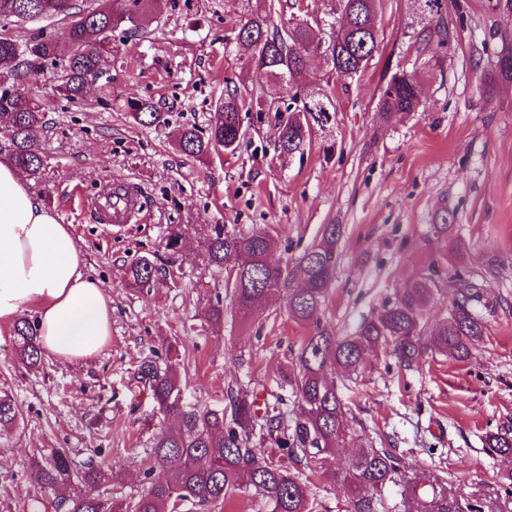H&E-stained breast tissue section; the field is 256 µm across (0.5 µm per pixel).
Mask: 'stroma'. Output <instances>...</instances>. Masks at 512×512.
<instances>
[{"instance_id":"1","label":"stroma","mask_w":512,"mask_h":512,"mask_svg":"<svg viewBox=\"0 0 512 512\" xmlns=\"http://www.w3.org/2000/svg\"><path fill=\"white\" fill-rule=\"evenodd\" d=\"M259 0H159L142 29L112 32L109 79L93 82L84 100L57 97L48 67H32L24 85L51 98L41 139L44 166L31 189L71 225L86 270L112 299V338L95 357L72 364L45 355L39 370L15 360L10 329L0 330V389L21 409L20 424L0 436V512H53L60 486L41 492L32 473L54 449L76 463H105L113 492L145 486L144 449L171 425L132 367L156 349L172 351L184 378V406L226 409L232 395L299 412L282 368L297 357L312 328L284 301L257 305L241 324L222 270L209 264L211 225L265 227L278 240L276 259L295 264L326 224L342 227L336 279L322 325L337 336L394 300L413 270L445 250L430 226L440 209L454 212V234L466 245L456 270L478 286L485 336L467 359L424 354L398 367L383 350L364 355L358 372L337 374V392L353 440L337 446L317 473L303 471L317 512H346L335 472L362 447L384 448L402 471L447 480L459 508L512 512L501 486L508 463L485 445L487 434L512 426V80L498 78L493 49L512 38V11L499 0H440L435 16L419 0H382L379 47L366 70L349 78L313 54L311 80L329 85L335 110L313 123L303 153L281 160L274 146L278 108L291 90L256 77L233 27ZM329 28L331 0H288L273 17ZM417 70L418 111L384 115L380 88L399 70ZM265 97L242 113L246 137L232 155L198 161L178 151L187 124L206 127L225 88ZM152 102L163 123L143 126L124 105ZM127 181L143 206L138 222L99 223L103 187ZM180 253L167 247L174 228ZM148 258L176 287L139 288L123 267ZM223 300L224 321L207 311Z\"/></svg>"}]
</instances>
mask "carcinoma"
Wrapping results in <instances>:
<instances>
[{
  "mask_svg": "<svg viewBox=\"0 0 512 512\" xmlns=\"http://www.w3.org/2000/svg\"><path fill=\"white\" fill-rule=\"evenodd\" d=\"M13 17L20 21L64 16L69 19V51L61 53L50 38L22 39L0 32V77L12 79L0 87V131L15 164L26 174L37 176L43 168L41 137L46 123L47 103L39 94L22 87V79L36 64L56 69L55 91L67 100L84 96L91 78L102 74L111 51L112 30L136 23L148 12L152 0H96L76 11L71 0H15ZM381 0H336L341 21L326 47L336 71L357 76L378 50L377 18ZM281 0H263L259 11L237 25L236 41L251 50L268 79L288 88L300 86L310 52L320 47L322 30L307 23L279 29L273 14ZM422 88L416 72L394 73L382 89L379 106L386 113L415 112ZM237 91H226L216 107L207 131L195 126L182 128L179 149L201 159L224 149L233 154L244 132L240 113L249 111ZM125 110L141 125L160 122L161 113L148 101L130 100ZM288 117L279 120L276 147L286 155L302 152L310 136L309 120H292L298 114L287 106ZM456 217L443 210L436 214L431 229L448 243L447 254L420 268L394 300L382 305L363 320L355 333L343 339L320 328V316L338 260L340 227L325 224L319 241L300 256L297 270L282 267L274 259L277 242L266 229L247 232L228 230L222 224L211 229L206 242L210 264L232 273L233 304L242 322L260 302L279 297L297 320L314 325L313 334L302 344L297 361L283 371V380L295 393L299 413L288 420L283 413L268 409L259 416L249 394L232 398L231 419L224 411L181 407L177 400L181 379L175 368L154 354L138 362L133 379L146 387L159 407L175 418V424L152 436L147 449L146 488L135 496L117 498L112 492L108 469L95 460L76 469L68 451L57 449L37 465L35 481L43 490L75 483L78 490L61 498L57 512H181L210 509L229 497L252 491L266 499L271 512H314L308 486L292 471L294 465L320 467L325 455L353 438L328 374L337 370L356 372L364 353L374 347L385 349L403 367L411 366L430 350L458 358L467 357L485 335V324L472 307V282L459 283L449 274L448 259L460 260L465 244L453 234ZM303 286L292 287L294 273ZM125 275L137 287L150 286L158 269L147 259L125 267ZM444 288L454 289L448 316L434 332H426L424 311ZM17 358L28 369L40 366L43 349L35 323L27 318L13 326ZM22 412L11 396L0 391V430L16 427ZM486 446L497 456L512 460V428L487 437ZM402 480L416 502L415 512H456L448 482L427 471L402 473L400 460L384 448H361L341 468L336 481L343 488L347 512H376L374 493L388 483Z\"/></svg>",
  "mask_w": 512,
  "mask_h": 512,
  "instance_id": "cac0c4a2",
  "label": "carcinoma"
}]
</instances>
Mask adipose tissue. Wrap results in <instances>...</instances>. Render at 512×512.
Segmentation results:
<instances>
[{
    "label": "adipose tissue",
    "instance_id": "adipose-tissue-1",
    "mask_svg": "<svg viewBox=\"0 0 512 512\" xmlns=\"http://www.w3.org/2000/svg\"><path fill=\"white\" fill-rule=\"evenodd\" d=\"M30 309L43 350L62 362L97 355L112 335V300L86 272L71 225L41 204L12 161L0 160V328Z\"/></svg>",
    "mask_w": 512,
    "mask_h": 512
}]
</instances>
